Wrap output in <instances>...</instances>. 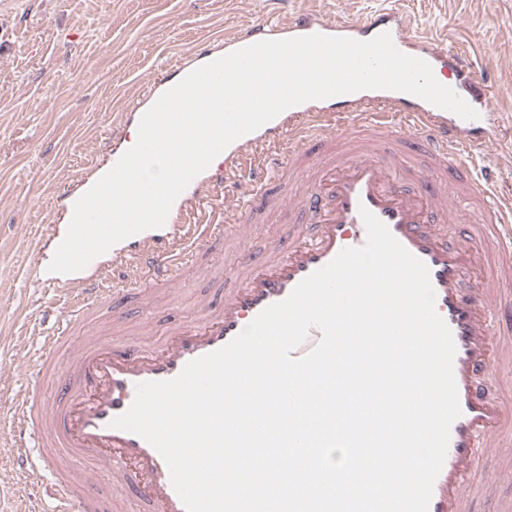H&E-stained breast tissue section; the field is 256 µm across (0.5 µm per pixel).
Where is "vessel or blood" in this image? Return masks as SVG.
Masks as SVG:
<instances>
[{"instance_id": "b4317fda", "label": "vessel or blood", "mask_w": 512, "mask_h": 512, "mask_svg": "<svg viewBox=\"0 0 512 512\" xmlns=\"http://www.w3.org/2000/svg\"><path fill=\"white\" fill-rule=\"evenodd\" d=\"M390 33L403 53L430 66L449 63L468 71V61L442 41L419 34L410 15L383 10L364 20L339 21L319 10L282 25L258 21L223 44L179 55L169 68L181 79L200 66L262 40L311 34L369 40ZM153 82L116 113L113 138L168 89ZM478 119L465 120L400 91L367 89L284 110L220 153L175 200L162 228L142 231L113 245L81 271L57 274L35 268L37 281L60 288L68 306L53 330H33L37 368L11 400L14 427L9 456L25 474L50 473L54 512H114L96 487L94 474L112 476L113 495L134 498L151 512H186L168 466L143 438L110 422L133 403L137 384L175 378L191 360L235 338L264 308L287 298L308 275L342 249L362 247L368 209L430 272L435 308L456 347L454 379L461 408L454 421L443 467L428 512H467V502L487 497L484 475L490 449L512 440V398L492 395V368L512 371V320H503L505 277L512 273V197L500 196L459 165L462 155L483 148L498 120L487 100L457 87ZM287 140V161L275 178L255 176V202L225 225V236H246L265 210L262 197L277 186H298L296 219L277 225L267 255H240L220 298L201 306L192 319L171 323L161 340L94 335L91 323L126 288L141 297L171 291L191 269L207 265L200 240L211 224L190 218L215 198L265 147ZM117 154L93 163L77 179L84 194L117 162ZM56 380L45 395L39 381ZM112 495V496H113Z\"/></svg>"}]
</instances>
